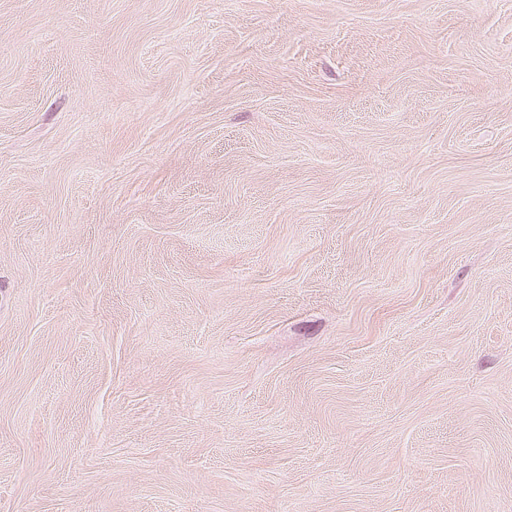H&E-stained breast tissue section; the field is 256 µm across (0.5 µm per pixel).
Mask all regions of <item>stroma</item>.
Here are the masks:
<instances>
[{
  "mask_svg": "<svg viewBox=\"0 0 512 512\" xmlns=\"http://www.w3.org/2000/svg\"><path fill=\"white\" fill-rule=\"evenodd\" d=\"M0 512H512V0H0Z\"/></svg>",
  "mask_w": 512,
  "mask_h": 512,
  "instance_id": "obj_1",
  "label": "stroma"
}]
</instances>
